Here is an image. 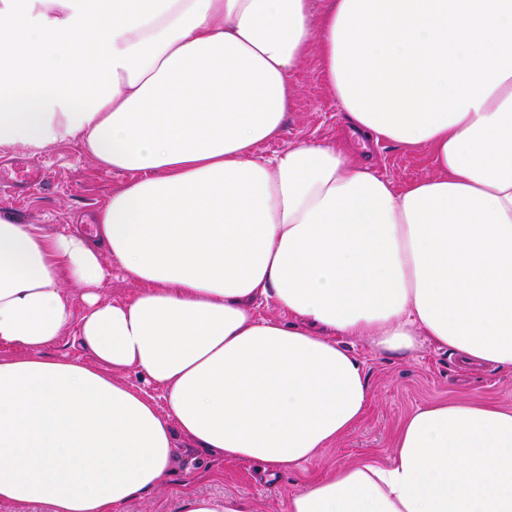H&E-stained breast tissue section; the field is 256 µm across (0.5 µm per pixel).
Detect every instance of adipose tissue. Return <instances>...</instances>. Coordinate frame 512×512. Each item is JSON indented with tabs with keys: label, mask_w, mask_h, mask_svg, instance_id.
<instances>
[{
	"label": "adipose tissue",
	"mask_w": 512,
	"mask_h": 512,
	"mask_svg": "<svg viewBox=\"0 0 512 512\" xmlns=\"http://www.w3.org/2000/svg\"><path fill=\"white\" fill-rule=\"evenodd\" d=\"M313 53L353 133L435 175L260 153ZM67 143L131 178L91 236L0 213V502L124 512L182 440L301 468L372 399L348 337L512 372V0H0V151ZM114 267L129 300L102 297ZM68 335L88 363L46 358ZM283 512H512V409L420 408L390 464ZM370 153L378 174L396 187H404L435 172L431 154L425 148L406 149L380 142L371 147Z\"/></svg>",
	"instance_id": "ef3b65f1"
}]
</instances>
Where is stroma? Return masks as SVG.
<instances>
[{"instance_id": "35a3bbf8", "label": "stroma", "mask_w": 512, "mask_h": 512, "mask_svg": "<svg viewBox=\"0 0 512 512\" xmlns=\"http://www.w3.org/2000/svg\"><path fill=\"white\" fill-rule=\"evenodd\" d=\"M294 84L296 104L288 114L286 130L282 138L262 146L264 154L301 140L341 141L346 136V121L327 90L316 57L308 58ZM370 153L378 174L397 187L434 173L432 157L424 148L406 149L382 142L372 146ZM29 159L45 168V182L20 196L0 188V210L54 232L76 225L92 230L99 208L129 178L125 172L97 169L75 144L56 145L35 156L20 148L0 152V162ZM349 348L363 363L373 399L358 424L323 449L316 460L274 478L247 461H216L205 475L180 463L161 489L130 502L126 512H183L191 494H231L254 506L256 512H281L285 498L338 465L390 463L399 428L420 407L454 399L512 407V374L464 365L449 352L428 345L410 355L376 350L359 339L350 340Z\"/></svg>"}]
</instances>
